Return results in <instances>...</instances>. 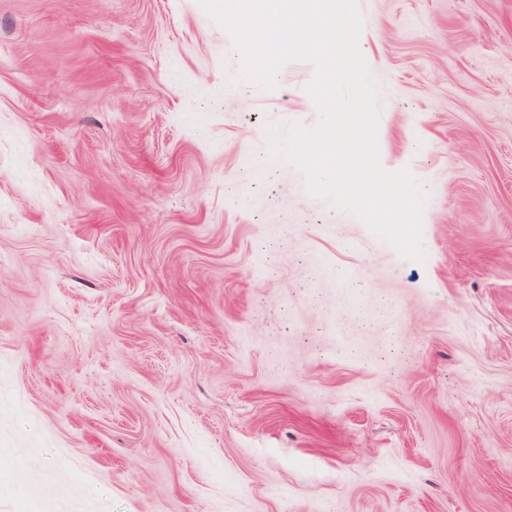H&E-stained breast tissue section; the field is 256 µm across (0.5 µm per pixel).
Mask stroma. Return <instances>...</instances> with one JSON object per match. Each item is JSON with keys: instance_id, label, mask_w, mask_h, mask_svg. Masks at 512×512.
I'll return each instance as SVG.
<instances>
[{"instance_id": "35a3bbf8", "label": "stroma", "mask_w": 512, "mask_h": 512, "mask_svg": "<svg viewBox=\"0 0 512 512\" xmlns=\"http://www.w3.org/2000/svg\"><path fill=\"white\" fill-rule=\"evenodd\" d=\"M419 264L265 166L197 0H0V512H512V0H358Z\"/></svg>"}]
</instances>
